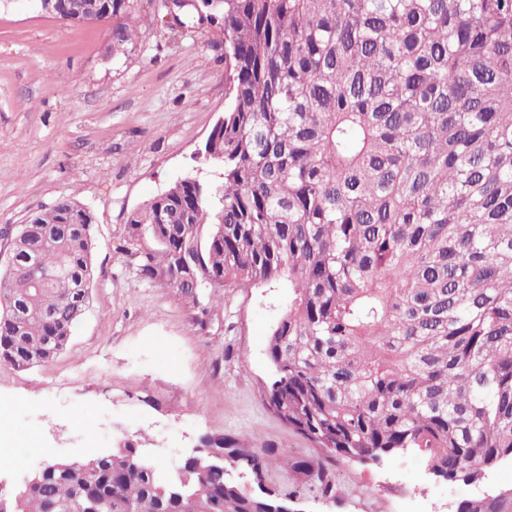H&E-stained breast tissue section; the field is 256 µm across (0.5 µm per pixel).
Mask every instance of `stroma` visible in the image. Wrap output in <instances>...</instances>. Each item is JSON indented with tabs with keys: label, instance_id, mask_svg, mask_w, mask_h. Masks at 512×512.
Here are the masks:
<instances>
[{
	"label": "stroma",
	"instance_id": "stroma-1",
	"mask_svg": "<svg viewBox=\"0 0 512 512\" xmlns=\"http://www.w3.org/2000/svg\"><path fill=\"white\" fill-rule=\"evenodd\" d=\"M137 8L153 22L113 58L107 27L65 24L36 0L0 9V230L67 197L93 212L96 239L90 302L64 352L25 371L0 364L14 453L0 464V495L47 459L126 441L172 472L205 432L323 461L336 475L332 498L286 469L267 472L268 487L298 492L300 512H455L463 496L511 487L512 463L458 486L417 451L334 457L281 421L267 404V346L287 282L224 289L202 326L176 289L137 274L128 216L184 176L221 185L196 152L225 107L223 31L188 17L172 42L161 0Z\"/></svg>",
	"mask_w": 512,
	"mask_h": 512
}]
</instances>
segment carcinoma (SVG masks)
<instances>
[{
	"label": "carcinoma",
	"instance_id": "1",
	"mask_svg": "<svg viewBox=\"0 0 512 512\" xmlns=\"http://www.w3.org/2000/svg\"><path fill=\"white\" fill-rule=\"evenodd\" d=\"M184 14L224 32L227 102L201 154L223 183L186 177L128 216L137 274L195 306L206 288L288 281L269 405L332 455L413 448L464 486L512 462V0H197ZM140 22L112 0V55ZM94 223L62 198L0 234V363L66 349ZM199 443L183 469L200 499L160 496L158 466L127 443L9 502L56 512L82 491L109 512H273L276 461L336 494L322 462L222 433ZM456 512H512V487Z\"/></svg>",
	"mask_w": 512,
	"mask_h": 512
}]
</instances>
